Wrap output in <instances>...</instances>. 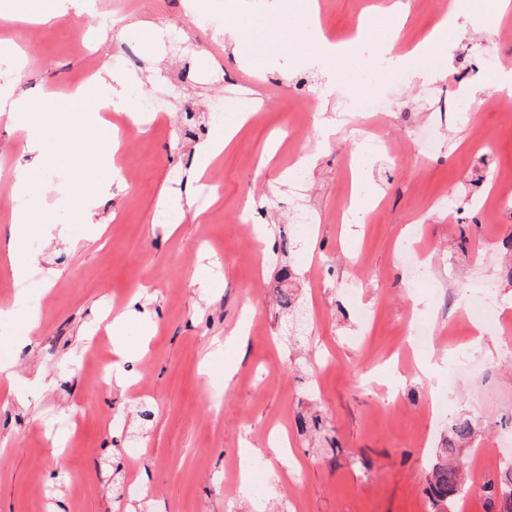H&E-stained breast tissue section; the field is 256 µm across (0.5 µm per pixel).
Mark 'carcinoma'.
Returning a JSON list of instances; mask_svg holds the SVG:
<instances>
[{"mask_svg":"<svg viewBox=\"0 0 512 512\" xmlns=\"http://www.w3.org/2000/svg\"><path fill=\"white\" fill-rule=\"evenodd\" d=\"M473 434L467 419H454L448 423V438L439 458L429 471L425 492L434 512H451L462 494L468 491L463 466L452 461L455 443H462ZM491 508L498 512H512V465L501 471L499 482L482 487Z\"/></svg>","mask_w":512,"mask_h":512,"instance_id":"1","label":"carcinoma"}]
</instances>
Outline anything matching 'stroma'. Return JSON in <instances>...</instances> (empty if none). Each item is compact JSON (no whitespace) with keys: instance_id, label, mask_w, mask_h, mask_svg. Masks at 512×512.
<instances>
[{"instance_id":"obj_1","label":"stroma","mask_w":512,"mask_h":512,"mask_svg":"<svg viewBox=\"0 0 512 512\" xmlns=\"http://www.w3.org/2000/svg\"><path fill=\"white\" fill-rule=\"evenodd\" d=\"M392 0H320L323 25L346 38L366 9ZM402 48H411L448 8V0H408ZM225 0H56L57 15L40 25L0 28L16 54H0V92H95L102 65L133 81L139 95L159 97L155 131L133 133L121 153L130 180L113 184L98 208L106 220L90 239L74 223L63 190L72 173L63 160L41 169L38 209L57 217L32 235L37 261L31 282L50 277L40 300V326L28 345L0 335V512H431L424 494L428 469L449 420L469 419L473 437L456 456L469 490L456 512H490L481 487L497 478L484 458L507 436L512 414V280L503 239L512 236V206L484 211L479 176L512 179V111L471 115L469 86L488 84L496 69L486 58V14L463 18L437 65L421 74L366 84L345 60L315 64L303 44L288 49L287 68L256 79L226 49L232 25ZM149 21L152 35L135 24ZM182 34L183 50L162 35ZM259 93L255 110L232 146L210 163L218 181L204 194L186 182L197 147L216 129L212 108L237 90ZM367 91L385 109L366 120L388 150L374 153L338 125L321 133L319 115L337 117L344 102ZM481 124L493 149L474 148ZM433 148L417 159L422 129ZM20 123L0 115V197L15 169L33 163ZM311 162L302 193L282 186L298 154ZM362 173L377 197L370 222L348 230L352 177ZM191 195L200 217L186 216L174 233L158 220L162 191ZM313 221L293 222L294 211ZM269 225L270 240L251 228ZM419 226L431 256L412 274L400 257ZM263 252V269L254 255ZM214 271L210 290L196 271ZM493 284L496 304L480 328L463 322L467 287ZM284 289L300 312H313L300 340L288 334ZM148 291L153 335L147 351L121 364L128 387L96 384L86 359L112 356V319L129 298ZM370 310L367 322L353 314ZM429 336L427 348L407 350L409 307ZM250 326L235 373L214 403L207 377L221 379L243 312ZM211 369H203L206 354ZM432 359L431 375L420 372ZM470 361V376L454 377ZM456 393L446 416L433 413L436 388ZM150 418H142V410ZM317 415L320 430L300 431V416ZM288 435L275 455L268 440ZM70 466L55 467L56 448ZM262 459L254 494L240 480V452Z\"/></svg>"}]
</instances>
